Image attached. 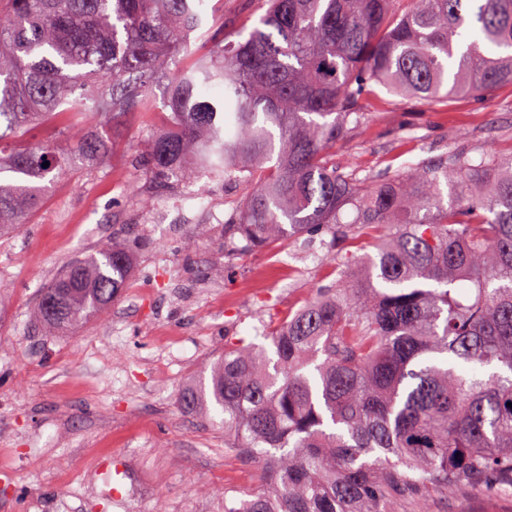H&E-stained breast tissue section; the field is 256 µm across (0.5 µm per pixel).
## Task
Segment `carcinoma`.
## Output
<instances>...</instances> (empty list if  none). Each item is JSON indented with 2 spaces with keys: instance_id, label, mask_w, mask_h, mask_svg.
Returning a JSON list of instances; mask_svg holds the SVG:
<instances>
[{
  "instance_id": "cac0c4a2",
  "label": "carcinoma",
  "mask_w": 512,
  "mask_h": 512,
  "mask_svg": "<svg viewBox=\"0 0 512 512\" xmlns=\"http://www.w3.org/2000/svg\"><path fill=\"white\" fill-rule=\"evenodd\" d=\"M205 2L0 0V233L74 156L104 160L112 127L162 82L145 176L250 184L224 242L324 233L338 274L268 336L273 355L226 340L210 396H180L187 413L212 405L227 446L267 464L224 512H412L512 487V157L454 155L376 182L334 154L379 87L438 105L512 86V0H407L402 13L262 0L248 33L198 54ZM215 85L224 96L203 94ZM46 123L50 142L28 147ZM363 239L375 256L336 251ZM130 265L121 241L71 261L37 317L59 329L100 314Z\"/></svg>"
}]
</instances>
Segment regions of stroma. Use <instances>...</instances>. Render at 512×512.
I'll return each mask as SVG.
<instances>
[{
  "label": "stroma",
  "instance_id": "stroma-1",
  "mask_svg": "<svg viewBox=\"0 0 512 512\" xmlns=\"http://www.w3.org/2000/svg\"><path fill=\"white\" fill-rule=\"evenodd\" d=\"M210 37L250 26L256 0H208ZM379 110L336 143V160L382 180L454 153L512 154V88L450 106L384 94ZM151 113L130 117L103 163L77 157L46 184L40 208L0 238V512H222L260 484L263 464L224 446L218 419L184 413L182 390L224 350L254 340L334 285L320 238L275 250H228L224 222L247 185L200 176L158 185L138 155ZM116 238L134 262L120 298L97 319L47 333L34 322L42 288L71 260ZM223 267L220 279L206 277ZM102 470L111 492L82 494ZM430 512H512V495L438 497Z\"/></svg>",
  "mask_w": 512,
  "mask_h": 512
}]
</instances>
